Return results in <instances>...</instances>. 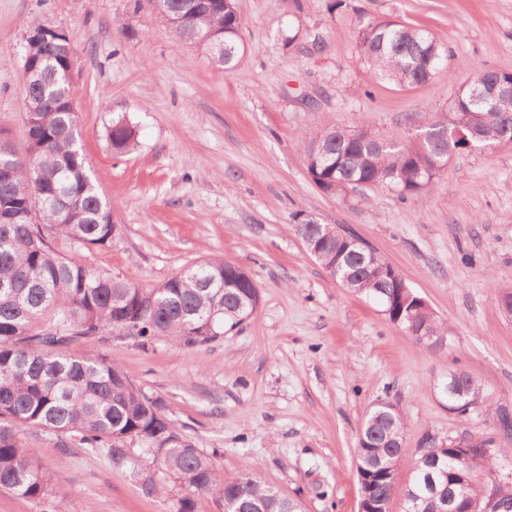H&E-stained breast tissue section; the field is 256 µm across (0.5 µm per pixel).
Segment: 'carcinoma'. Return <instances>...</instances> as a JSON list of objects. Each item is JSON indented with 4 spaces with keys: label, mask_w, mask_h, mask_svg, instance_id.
Listing matches in <instances>:
<instances>
[{
    "label": "carcinoma",
    "mask_w": 512,
    "mask_h": 512,
    "mask_svg": "<svg viewBox=\"0 0 512 512\" xmlns=\"http://www.w3.org/2000/svg\"><path fill=\"white\" fill-rule=\"evenodd\" d=\"M158 18L177 38L193 45L224 69L241 55V20L235 0H159ZM356 43L373 76L400 86L429 81L445 65L447 51L427 31L394 20L364 21ZM23 67L32 72L28 103L35 121L25 152L14 149L0 131V487L40 500L46 485L30 459L21 432L36 428L65 443L105 455L116 469L139 453L163 478L140 469L147 495L175 494L173 512H195L196 497L213 496L222 512H303L301 502L273 488L256 472L226 476L212 458L176 428L163 401L129 381L105 356L72 358L69 342L102 336L148 341L166 336L186 347L224 337L255 311L259 289L238 264L224 258L197 261L155 288L144 289L116 276H104L78 255L55 251L51 238L65 237L81 247L112 242L116 225L112 206L90 176L79 144L74 112L72 52L67 34L34 18L26 29ZM496 81L512 84V72L476 71L459 87L448 110L436 115L419 138L387 137L335 125L308 133L303 140L305 166L312 183L336 195L352 187L386 185L401 197H421L452 155L464 152V140L452 136L472 125L474 145L491 147L512 141V112L471 122L488 111L477 98ZM112 151L137 148L135 132L119 121L110 133ZM324 242L320 264L337 283L380 299L391 321L408 329V317L440 336L448 327L423 307L404 278L384 276L369 254L336 235L331 224L308 225ZM448 400L465 392L481 397L476 381L460 374L448 381ZM500 441L492 447L483 474L472 478L467 512H487L483 479L499 459L512 455V414L498 411ZM369 447L358 449L359 498L391 500L405 449L390 447L402 439L403 416L389 404L376 406L363 425ZM469 449L448 439L446 448L418 446L413 477L405 492V512H435L433 489L467 474Z\"/></svg>",
    "instance_id": "cac0c4a2"
}]
</instances>
